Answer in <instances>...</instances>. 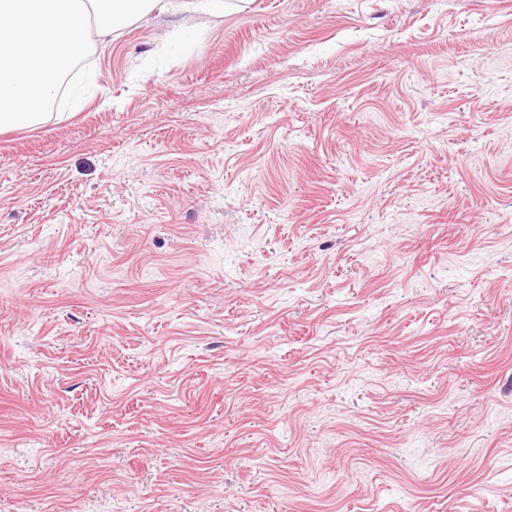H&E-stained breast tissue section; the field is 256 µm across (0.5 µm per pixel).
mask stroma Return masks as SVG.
Returning <instances> with one entry per match:
<instances>
[{"label": "stroma", "instance_id": "stroma-1", "mask_svg": "<svg viewBox=\"0 0 512 512\" xmlns=\"http://www.w3.org/2000/svg\"><path fill=\"white\" fill-rule=\"evenodd\" d=\"M91 44L0 132V512H512V0Z\"/></svg>", "mask_w": 512, "mask_h": 512}]
</instances>
